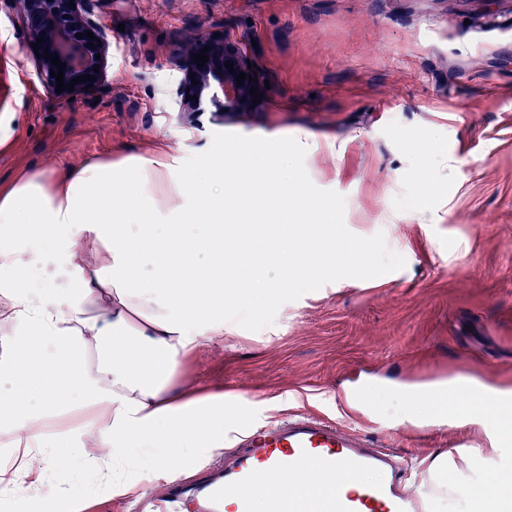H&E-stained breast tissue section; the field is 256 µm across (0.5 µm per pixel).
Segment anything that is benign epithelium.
<instances>
[{
	"mask_svg": "<svg viewBox=\"0 0 512 512\" xmlns=\"http://www.w3.org/2000/svg\"><path fill=\"white\" fill-rule=\"evenodd\" d=\"M21 26L32 44H38L39 58L35 59V69L39 78L51 90L56 91V78L50 71H58L57 66L44 54L58 55L62 61L63 83L73 85V90H64L61 95L87 91V83L72 84V79L88 74L92 77V87H97L106 76L111 43L106 24L94 13L92 0H10ZM75 6H70V3ZM93 32L95 39H79L78 33ZM42 42H37V39ZM208 48V62L199 67L192 61L200 49ZM177 57L184 77L180 85L179 100L174 111L181 118L190 121V113L203 112L210 108L216 115L226 118L254 108L251 87L255 83L243 80L237 85L239 73L254 74L248 68V56L240 42L229 33L220 35L196 32L181 42ZM233 63L234 72H229L225 62ZM99 72H94V67ZM195 77H190V73ZM197 84H192V81Z\"/></svg>",
	"mask_w": 512,
	"mask_h": 512,
	"instance_id": "1",
	"label": "benign epithelium"
}]
</instances>
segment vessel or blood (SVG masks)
I'll return each mask as SVG.
<instances>
[{"label": "vessel or blood", "mask_w": 512, "mask_h": 512, "mask_svg": "<svg viewBox=\"0 0 512 512\" xmlns=\"http://www.w3.org/2000/svg\"><path fill=\"white\" fill-rule=\"evenodd\" d=\"M302 469L318 473L328 512H425L423 502L406 493V472L393 451L379 449L372 437L339 422L312 415H293L251 430L235 441L218 476L191 490L171 485L157 502L174 505L177 512L189 499L197 502L199 512H249L245 490ZM367 471L376 474L375 483L349 485V478ZM233 491L239 497L229 509L225 496Z\"/></svg>", "instance_id": "obj_1"}]
</instances>
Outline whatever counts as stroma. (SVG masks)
<instances>
[{"instance_id": "stroma-1", "label": "stroma", "mask_w": 512, "mask_h": 512, "mask_svg": "<svg viewBox=\"0 0 512 512\" xmlns=\"http://www.w3.org/2000/svg\"><path fill=\"white\" fill-rule=\"evenodd\" d=\"M112 54L94 92L56 97L9 0H0V184L35 167L139 154L166 135L192 168L220 147L274 138L316 196L334 201L336 247L369 251L373 278L283 285L278 305L235 319L186 379L263 425L314 413L403 452L406 488L440 512L439 483L481 490L512 476L493 417L398 425L375 389L479 381L512 391V0H98ZM242 40L267 88L248 112L187 124L170 104L176 43L192 30ZM315 157L295 153L297 133ZM440 138L439 154L411 145Z\"/></svg>"}]
</instances>
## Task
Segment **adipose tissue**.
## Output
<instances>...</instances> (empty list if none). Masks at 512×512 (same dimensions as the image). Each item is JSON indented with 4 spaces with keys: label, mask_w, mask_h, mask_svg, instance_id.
<instances>
[{
    "label": "adipose tissue",
    "mask_w": 512,
    "mask_h": 512,
    "mask_svg": "<svg viewBox=\"0 0 512 512\" xmlns=\"http://www.w3.org/2000/svg\"><path fill=\"white\" fill-rule=\"evenodd\" d=\"M299 181L275 141L183 168L160 136L141 154L0 186V497L85 512L102 495L157 494L222 459L229 434L246 435L228 425L223 391L193 387L183 369L238 313L279 302L276 289L253 287L259 264L292 284L298 268L310 284L335 266L333 205ZM203 182L211 190L196 192ZM311 241L322 268L307 263ZM482 404L442 384L398 398L395 415L472 420ZM292 483L307 512H326L310 470L261 483L251 512H270L271 486ZM443 498L451 512H512V484L490 501L466 483Z\"/></svg>",
    "instance_id": "1"
}]
</instances>
